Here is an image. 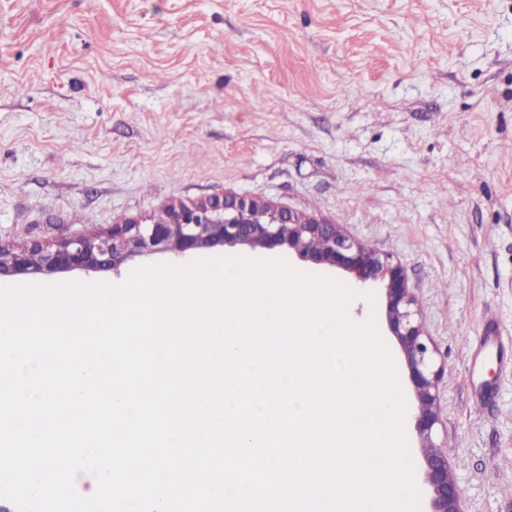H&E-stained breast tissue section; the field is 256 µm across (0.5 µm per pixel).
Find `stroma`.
<instances>
[{"label":"stroma","mask_w":512,"mask_h":512,"mask_svg":"<svg viewBox=\"0 0 512 512\" xmlns=\"http://www.w3.org/2000/svg\"><path fill=\"white\" fill-rule=\"evenodd\" d=\"M260 197L404 267L463 512H512V0H0V247Z\"/></svg>","instance_id":"obj_1"}]
</instances>
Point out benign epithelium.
<instances>
[{"instance_id": "1", "label": "benign epithelium", "mask_w": 512, "mask_h": 512, "mask_svg": "<svg viewBox=\"0 0 512 512\" xmlns=\"http://www.w3.org/2000/svg\"><path fill=\"white\" fill-rule=\"evenodd\" d=\"M226 246H246L258 255L286 250L322 269L346 272L357 292L381 287L387 324L404 354L414 397L413 430L422 448V479L430 491L428 512H462L448 451L434 442L439 423L436 390L443 367L435 366L434 350L416 318L405 270L393 256L367 248L339 225L259 197L226 194L190 205L170 204L147 222L126 219L91 236L66 238L54 247H0V278L115 270L133 256L159 253L188 263L204 250Z\"/></svg>"}]
</instances>
